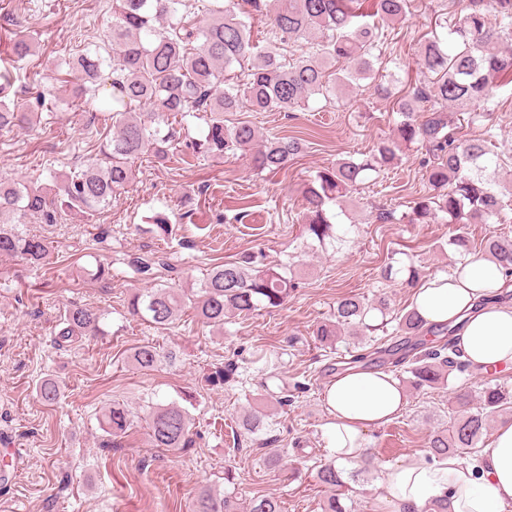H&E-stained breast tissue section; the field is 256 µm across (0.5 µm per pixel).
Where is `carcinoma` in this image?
Here are the masks:
<instances>
[{"label": "carcinoma", "mask_w": 512, "mask_h": 512, "mask_svg": "<svg viewBox=\"0 0 512 512\" xmlns=\"http://www.w3.org/2000/svg\"><path fill=\"white\" fill-rule=\"evenodd\" d=\"M255 10H265L270 36L265 46L253 52V17L243 11L239 0H210L205 21L196 18L194 0H116L112 31L103 50H85L68 61L76 92L96 97L111 70V93L103 109L112 121L100 148V157L73 171L46 191L25 183L0 179V256L18 258L37 265L46 259V239L24 230L37 218L50 226L63 213L86 214L102 210L112 196L136 177L133 164L150 151L158 162L168 159L165 144L169 134L162 126L174 117L207 112L209 119L193 153L222 158L238 151L249 154L257 172L277 173L301 153V139L259 137L247 121L224 123V113L244 107L253 112H284L310 96L325 99L336 95L329 67L341 63L339 82L359 88L382 64V24L406 16L410 0H249ZM463 16L447 35L427 37L421 42L417 64L434 76L428 93L416 89L413 96L396 99L401 117L393 134L380 139L371 152L358 160L342 159L316 171L302 188L305 202L302 233L321 245L345 241L335 231L339 213L329 204L342 206L348 193L372 172L390 168L399 152L417 144L425 149V168L430 191L416 198L410 222L432 224L442 220L455 225L448 238L456 261L479 253L506 275H512V240L491 235L475 246L467 224H497L512 206V188L503 190L497 178L499 154L489 149L490 139H464L452 118L454 112L468 113V121L483 120L489 113L471 112V104L492 103L495 89L512 84V0H464ZM299 39L310 41L311 51L286 58L285 47ZM239 71L232 70L234 64ZM145 108L138 114L136 110ZM34 113L19 102L0 101V131L32 125ZM163 262L155 254L133 258L131 267L141 276L152 274ZM400 277L412 287L421 280L413 265H389L384 278ZM297 282L288 266L280 270H255L250 262H225L211 267L200 287L185 291L160 284L134 293L128 301L129 315L156 328L167 329L191 308L207 326L224 331V321L256 310L278 308L288 302ZM390 313L389 302L380 296L366 299L356 295L336 301L333 315L316 329L325 345L342 341V335L364 336L375 331L369 320ZM57 332L64 342L79 336L104 332V313L94 307L72 306L60 318ZM398 331L405 341L387 347L371 346L354 355L351 363L363 369L387 364L409 374L416 389L448 384L450 375L463 373L470 364L456 349L457 325L428 326L415 311L399 317ZM132 359L137 368L151 370L160 362L156 347H138ZM43 403L52 405L60 396L53 379L37 387ZM512 404V389L484 382L478 393H456L448 408V425L430 431V457L441 459L473 448L487 432L493 417ZM105 431L113 437L126 433L130 411L112 403L104 414ZM242 428L261 432L265 416L256 412L241 418ZM149 437L157 448H188L192 445L191 416L172 401L151 413ZM317 481L331 489L322 512H344L338 491L346 487L344 471L326 463L316 471ZM281 502L258 495L247 512H281ZM228 494L201 489L192 512H238Z\"/></svg>", "instance_id": "obj_1"}]
</instances>
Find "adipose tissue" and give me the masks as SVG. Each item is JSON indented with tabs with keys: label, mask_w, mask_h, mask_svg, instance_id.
<instances>
[{
	"label": "adipose tissue",
	"mask_w": 512,
	"mask_h": 512,
	"mask_svg": "<svg viewBox=\"0 0 512 512\" xmlns=\"http://www.w3.org/2000/svg\"><path fill=\"white\" fill-rule=\"evenodd\" d=\"M510 290L512 277L471 256L419 284L412 307L427 322L460 325L457 344L469 363L505 367L512 365V305L500 296ZM405 400L387 372L351 369L337 375L325 399L331 460L340 466L358 459L366 429L389 422ZM380 486V512H422L436 498L447 499L448 512H512V421L500 423L475 458L404 463L388 469Z\"/></svg>",
	"instance_id": "obj_1"
}]
</instances>
